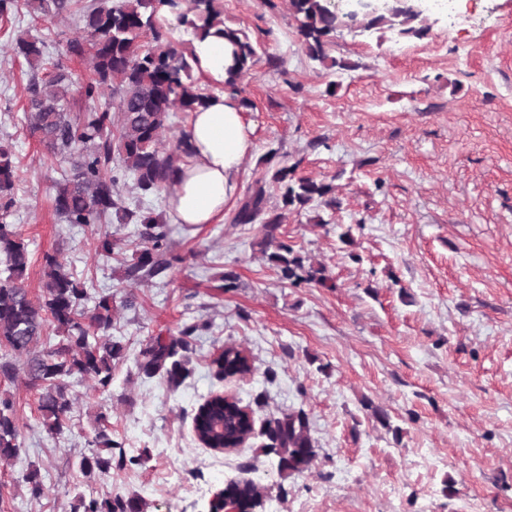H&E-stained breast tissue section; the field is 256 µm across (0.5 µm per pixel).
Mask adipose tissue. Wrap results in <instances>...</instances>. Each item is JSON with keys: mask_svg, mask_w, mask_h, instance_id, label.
Listing matches in <instances>:
<instances>
[{"mask_svg": "<svg viewBox=\"0 0 512 512\" xmlns=\"http://www.w3.org/2000/svg\"><path fill=\"white\" fill-rule=\"evenodd\" d=\"M195 49L199 72L218 82L228 80L234 65L231 43L209 38ZM187 132L194 157L182 166L170 205L176 223L214 224L237 194L242 161L253 150L254 127L238 95L228 89L192 113Z\"/></svg>", "mask_w": 512, "mask_h": 512, "instance_id": "adipose-tissue-1", "label": "adipose tissue"}]
</instances>
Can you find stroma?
Listing matches in <instances>:
<instances>
[{
  "label": "stroma",
  "mask_w": 512,
  "mask_h": 512,
  "mask_svg": "<svg viewBox=\"0 0 512 512\" xmlns=\"http://www.w3.org/2000/svg\"><path fill=\"white\" fill-rule=\"evenodd\" d=\"M457 3L454 32L432 0L421 4L422 38L342 30L328 53L352 67L336 71L309 58L288 0H223L225 26L258 46L239 82L254 149L238 193L270 156L334 181L339 210L288 212L277 231L325 268L326 286L282 280L258 247L262 224L233 223L234 209L217 224H179L169 194L134 191L130 203L167 224L176 260L148 282L125 281L135 225H100L126 242L107 259L87 228L61 222L53 185L66 165L26 120L30 79L59 66L78 85L91 75L67 51L74 20L24 8L0 17V145L19 168L9 221L29 244V294L41 295L43 256L54 253L99 294L134 297L113 316L126 360L109 391L71 385L64 436L48 437L24 376L0 380L21 464L44 485L33 498L16 480L20 464L0 465V512H71L79 493L134 492L145 512H206L229 480L258 484L264 512H512V0ZM24 32L46 43L39 65L12 50ZM345 231L352 244L340 241ZM227 270L238 287H222ZM196 323L204 329L179 387L138 374L149 337ZM228 345L245 350L251 374L216 377L211 361ZM214 393L251 406L259 425L304 410L317 451L310 470L281 476L258 438L232 452L203 447L193 417ZM100 412L139 465L80 470Z\"/></svg>",
  "instance_id": "stroma-1"
}]
</instances>
